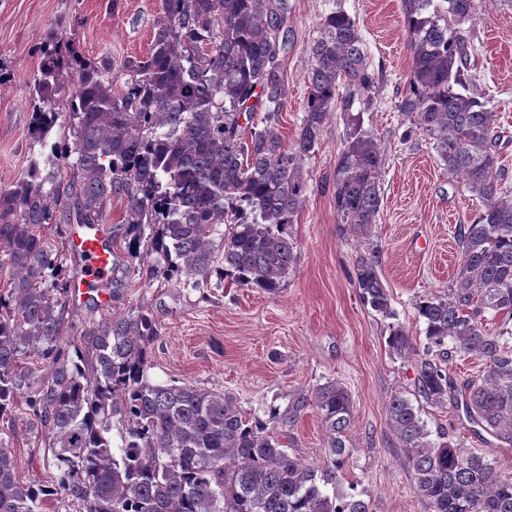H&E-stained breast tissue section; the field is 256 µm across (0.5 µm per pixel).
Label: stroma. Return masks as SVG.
<instances>
[{
    "label": "stroma",
    "instance_id": "obj_1",
    "mask_svg": "<svg viewBox=\"0 0 512 512\" xmlns=\"http://www.w3.org/2000/svg\"><path fill=\"white\" fill-rule=\"evenodd\" d=\"M476 21L465 26L474 45L466 71L471 89L496 115L503 138V184L512 190V0H475ZM293 44L282 60L286 98L278 130L291 143L304 116L309 45L323 16L343 9L356 18L378 77L373 106L363 127L380 144L385 165L382 201L371 240L340 234L330 181L344 147L345 121L334 113L315 154L306 160L309 191L292 226L298 262L277 294L225 279L200 291L178 281L141 279L130 273L119 299L70 306L77 345L102 318L136 307L150 310L160 334L149 346L151 380L195 386L236 397L242 410L267 418L286 410L292 394L327 380L351 396L350 455L337 474L340 490L356 489L371 512H426L413 479L393 446L385 407L391 395L414 398V359L393 354L389 328L403 325L425 345L416 316L423 299L447 294L458 266L455 232L481 209L462 179L448 175L423 135L405 137L409 119L397 105L412 66L404 0H291ZM162 0H0V187L12 188L32 157L30 85L40 72L38 48L49 32L61 33L67 51L86 61L112 64L117 83L125 60L146 56ZM381 247V278L390 293L392 316L364 302L355 259L368 244ZM431 431H445L464 448L496 462L512 475V445L475 433L463 411L424 406ZM291 454L322 462L323 431L314 412L282 430ZM0 441L16 456V476L30 486L53 483L46 463L47 433L32 427L24 410L0 420Z\"/></svg>",
    "mask_w": 512,
    "mask_h": 512
}]
</instances>
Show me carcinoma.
<instances>
[{
	"label": "carcinoma",
	"mask_w": 512,
	"mask_h": 512,
	"mask_svg": "<svg viewBox=\"0 0 512 512\" xmlns=\"http://www.w3.org/2000/svg\"><path fill=\"white\" fill-rule=\"evenodd\" d=\"M405 0L412 66L398 104L432 141L448 174L463 179L483 209L456 230L459 263L448 295L416 305L425 354L415 360V393L425 404L464 405L472 423L512 443V347L506 331L486 328V313L512 319V192L498 183L495 115L470 92L472 51L458 26L475 0ZM288 0H162L147 56L127 59L124 88L112 66L62 55L47 37L31 93L34 137L46 152L30 160L14 187L0 188V416L25 404L51 435L55 484L20 483L15 456L0 441V512H35L46 500L85 512H370L339 496L336 473L349 456L353 418L348 391L328 380L291 398L285 414L250 418L236 399L190 383L147 377L148 348L160 336L145 307L104 318L86 332L91 360L68 356V287L62 251L43 234L63 212L66 224H104L116 198L124 216L113 238L145 262L141 278L184 277L193 288L227 277L274 295L293 272L292 224L309 190L305 160L321 145L330 116L344 113L345 145L332 175L341 233L370 238L381 205L383 154L352 112L371 99L375 74L356 20L328 13L309 52L304 117L291 145L273 126L286 95L280 55L291 46ZM69 69L67 111L55 95ZM345 92H340V89ZM265 110L264 126L244 136L241 118ZM72 145L48 142L59 117ZM156 255L153 262L147 257ZM112 254V297L130 268ZM381 251L356 259V282L373 310L393 315L379 274ZM122 276H117V272ZM389 349L415 351L405 327H390ZM36 358L46 374L22 366ZM474 358L483 374L457 388L448 366ZM313 410L324 431L326 463L289 454L277 428ZM396 447L427 512H512V478L453 437L431 431L420 409L393 395L386 404ZM121 445L113 447L112 427Z\"/></svg>",
	"instance_id": "obj_1"
}]
</instances>
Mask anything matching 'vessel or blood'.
Returning a JSON list of instances; mask_svg holds the SVG:
<instances>
[{"instance_id":"b4317fda","label":"vessel or blood","mask_w":512,"mask_h":512,"mask_svg":"<svg viewBox=\"0 0 512 512\" xmlns=\"http://www.w3.org/2000/svg\"><path fill=\"white\" fill-rule=\"evenodd\" d=\"M72 253L85 262V272L71 289L72 297H79L90 289L105 290L111 277L112 254L98 226L78 224L73 228L69 243Z\"/></svg>"}]
</instances>
